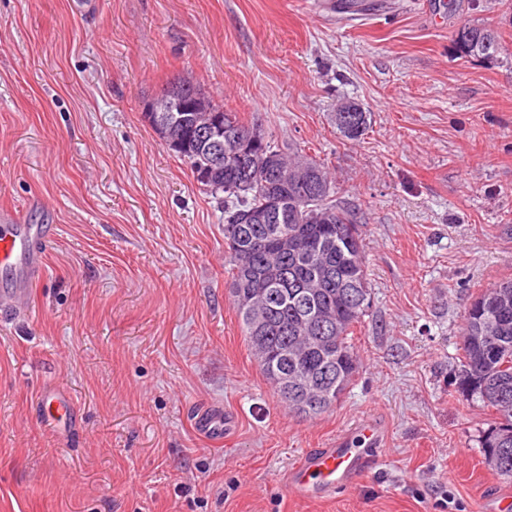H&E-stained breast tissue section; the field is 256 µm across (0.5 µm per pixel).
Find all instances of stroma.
<instances>
[{"mask_svg":"<svg viewBox=\"0 0 512 512\" xmlns=\"http://www.w3.org/2000/svg\"><path fill=\"white\" fill-rule=\"evenodd\" d=\"M0 0V209L47 226L23 310L0 313V512H512L492 410L457 390L466 308L512 278V0ZM502 44L462 56L457 29ZM185 79L361 216L370 305L354 380L289 412L229 292L219 197L143 112ZM372 115L342 137L338 100ZM75 403L44 427L43 387ZM222 405L215 445L193 408ZM385 441L328 499L284 474L358 422ZM461 30H469L471 32L481 33V35L483 34V37L478 43L473 45L467 41H463L461 37H458ZM454 41L460 53L464 54L465 56L481 55L483 57H492L497 55L498 51L500 50L498 37L495 36L491 31L477 25H462L455 33ZM353 106L355 110L359 109V111L354 112V109L350 108ZM339 108H348L343 112L352 114L356 119L352 124L348 125L347 127H339L336 125V129L347 140L357 141L361 139V137L365 134V132L367 131L371 124V113L367 112L360 103L352 99H346L342 101L337 106L336 110Z\"/></svg>","mask_w":512,"mask_h":512,"instance_id":"1","label":"stroma"}]
</instances>
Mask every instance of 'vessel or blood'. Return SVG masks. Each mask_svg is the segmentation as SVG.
Masks as SVG:
<instances>
[{"label": "vessel or blood", "mask_w": 512, "mask_h": 512, "mask_svg": "<svg viewBox=\"0 0 512 512\" xmlns=\"http://www.w3.org/2000/svg\"><path fill=\"white\" fill-rule=\"evenodd\" d=\"M43 228L19 223L14 213H0V272L11 279L0 289V304L21 306L27 296L29 272L40 267L43 255L36 242L45 238ZM41 422L53 428L70 419L73 408L69 397L55 387H47L39 404ZM192 426L213 443L227 440L232 419L218 407H202L192 414ZM382 435L368 422L358 424L352 433L333 440L329 447L306 451L301 462L291 469L285 480L287 493L298 499H314L350 486L373 462L371 452L380 448Z\"/></svg>", "instance_id": "obj_1"}]
</instances>
